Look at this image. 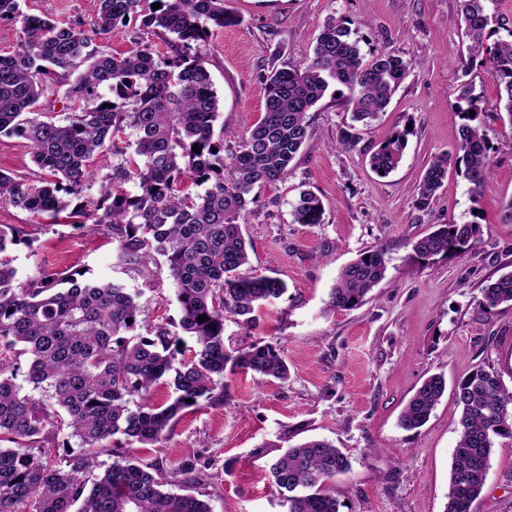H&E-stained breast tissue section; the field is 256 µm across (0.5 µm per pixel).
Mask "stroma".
Instances as JSON below:
<instances>
[{
  "mask_svg": "<svg viewBox=\"0 0 512 512\" xmlns=\"http://www.w3.org/2000/svg\"><path fill=\"white\" fill-rule=\"evenodd\" d=\"M239 26L212 34L205 51L222 103L224 141L243 136L264 110V76L272 66L302 64L329 20L358 32L364 57L389 52L412 62L386 112L362 130L361 151L336 144L351 121L343 99L326 95L310 112L311 135L287 180L261 189L240 219L251 243L246 273L283 279L287 291L264 307L256 333L279 344L287 382H258L226 369L224 398L185 413L154 454L166 462L202 456L215 479L195 494L212 512H283L264 476L267 463L307 439L332 442L351 468L331 483L340 512H444L460 411L445 393L421 428L399 416L428 376L447 383L476 366H491L512 384V307L489 310L482 289L512 271V122L497 109L486 70L464 68L468 42L456 23L458 0H225ZM24 14L91 29V0H22ZM483 97V130L492 146L480 195L449 171L431 206L414 208L415 189L432 156L452 151L460 123L458 88ZM408 129L397 169L379 177L367 150ZM323 202L324 220L296 224L291 206L300 191ZM477 224L483 234L467 256L419 262L412 244L441 224ZM0 224L25 226L10 256L19 278L48 268L86 271L129 288L135 273L115 264V247L96 224L38 223L0 205ZM386 252L384 279L356 310L330 312L326 300L343 266L375 248ZM142 320L178 321L168 277L143 288ZM473 512H512V441L499 440Z\"/></svg>",
  "mask_w": 512,
  "mask_h": 512,
  "instance_id": "stroma-1",
  "label": "stroma"
}]
</instances>
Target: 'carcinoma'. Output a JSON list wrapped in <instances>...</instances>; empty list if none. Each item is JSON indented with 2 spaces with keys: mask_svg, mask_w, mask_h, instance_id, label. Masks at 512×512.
<instances>
[{
  "mask_svg": "<svg viewBox=\"0 0 512 512\" xmlns=\"http://www.w3.org/2000/svg\"><path fill=\"white\" fill-rule=\"evenodd\" d=\"M491 2L459 0L458 25L470 42L466 64L488 65L497 102L512 122V31L509 40L491 41L504 27ZM94 14L93 33H125L127 53L95 51L77 25L24 17L21 0H0V21L23 18L16 46L0 54V135L27 141L37 167L35 177L23 180L1 170L0 204L51 223L62 215L75 224L93 219L116 244L118 264L147 284L151 266L163 258L180 318L143 336L140 290L78 271L42 270L19 280L5 253L26 229L0 224V512H212L192 494L209 478V463L190 457L166 469L126 449L157 447L174 420L217 400L228 366L266 381L288 380L278 345L262 337L231 351L224 344L227 319L249 331L257 326L256 311L287 290L277 276L240 272L250 246L240 217L257 191L288 179L309 137L308 112L331 86L352 113L337 143L353 151L361 142L356 123L386 111L412 62L388 52L366 61L356 32L329 21L309 59L270 71L263 115L226 145L224 134H215L220 99L202 52L214 30L241 23L224 0H94ZM159 29L172 35L168 55L145 42ZM60 90L69 110L61 122L38 108ZM457 110L454 153L429 162L414 197L417 209L430 206L450 164L476 194L487 178L491 146L481 126L482 97L471 85L459 88ZM407 135L396 131L371 152L375 173L386 177L397 168ZM105 150L112 165L96 180L92 159ZM131 182L138 188L133 196L126 190ZM323 215L322 201L309 190L291 210L294 224H321ZM480 240L478 224H442L412 250L427 262L463 257ZM386 270L383 248L360 253L339 273L327 309L360 308ZM482 303L489 310L512 306V271L482 288ZM201 315L207 319L199 322ZM186 337L192 346L183 348ZM168 377L173 394L150 402ZM445 391L443 376L424 380L400 426H423ZM454 398L461 413L444 512H472L497 440H512V386L493 368L477 366L456 383ZM52 430L77 438L80 450L59 454ZM105 453L112 463L97 474ZM349 469L335 445L311 439L288 447L267 474L285 512H340L326 485Z\"/></svg>",
  "mask_w": 512,
  "mask_h": 512,
  "instance_id": "obj_1",
  "label": "carcinoma"
}]
</instances>
